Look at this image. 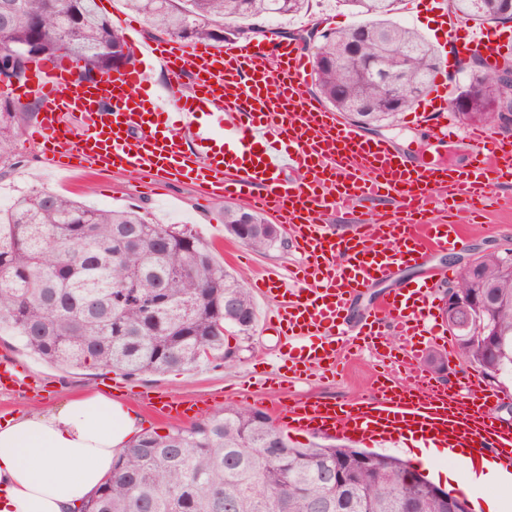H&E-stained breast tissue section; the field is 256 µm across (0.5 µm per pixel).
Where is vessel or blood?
Segmentation results:
<instances>
[{
	"label": "vessel or blood",
	"instance_id": "obj_1",
	"mask_svg": "<svg viewBox=\"0 0 512 512\" xmlns=\"http://www.w3.org/2000/svg\"><path fill=\"white\" fill-rule=\"evenodd\" d=\"M425 7L436 13L446 43L490 58L498 54L486 29L449 17L447 0H427ZM126 37L137 53L135 65L85 82L72 60L44 61L11 94L40 102L31 134L59 169L95 164L163 182L187 179L204 196L242 201L286 224L300 262L288 275H267L256 288L263 298L282 299L265 327L287 337L294 378L316 367L334 371L337 347L358 343L345 326L353 300L392 280L400 268L457 249L494 189L512 181V142L482 126L465 134L471 153L458 168L413 165L390 142L364 137L307 96L310 57L298 43L149 42L133 26ZM154 67L170 75L161 95L145 86ZM437 70L441 81L414 116L444 141L454 134L447 116V54H440ZM205 109L223 115L218 155L210 151V125L200 120ZM69 112L83 116V133L66 123ZM294 168L305 176L291 183L285 175ZM385 199L394 200L393 210L350 225L347 235L322 221L361 201ZM442 206L445 222L433 217ZM434 295L433 283H407L379 296L362 317L364 347L374 350L385 337H399L386 358L393 373L413 375V388L381 383L373 396L346 402H276L289 429L369 441L416 436L438 448L490 456L512 472V426L495 413L497 395L474 377L451 392L418 371L419 338L445 337ZM27 387L10 360L1 359L0 389Z\"/></svg>",
	"mask_w": 512,
	"mask_h": 512
}]
</instances>
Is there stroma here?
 <instances>
[{"instance_id":"stroma-1","label":"stroma","mask_w":512,"mask_h":512,"mask_svg":"<svg viewBox=\"0 0 512 512\" xmlns=\"http://www.w3.org/2000/svg\"><path fill=\"white\" fill-rule=\"evenodd\" d=\"M314 13L280 19L281 30L298 32L310 27L317 19H324L327 27L348 29L356 25L359 14L344 5L343 0H316ZM29 111L26 125L10 144L13 167H0V213L10 208L15 197L34 189L58 192L84 204L101 209H132L159 224H175L187 229L209 243L217 259L224 261L244 283L252 287L255 280L269 269L285 270L299 259L292 243L259 253L224 232V201H204L199 189L189 183H166L151 186L150 190L136 188L126 174L94 169H77L69 173L67 182H60L56 171L48 163L41 144L29 136L40 105L27 100ZM375 138L392 141L409 159L419 163L445 161L464 165L470 151L466 142L454 138L445 142L430 137L427 125L415 124L410 113H403L397 125L375 131ZM495 204L487 207L468 225L463 244L456 250L432 255L427 263L402 269L401 279L422 280L438 269L453 268L462 271L474 255L494 252L512 246V184L498 187ZM236 358L231 364L216 361L193 370H176L165 374L139 373L135 375L104 366L85 368L62 367L26 352L9 331L0 332V354L14 357L21 371L38 381V388L19 394L0 391V420L23 415L33 410H47L86 391H97L122 401L133 411L140 430L166 433L175 425V418L149 411L142 403L143 396H167L196 404L194 421H201L225 406L270 408L281 398L291 399L313 395L337 402L366 393L371 378L381 373L383 366L367 351L354 361L339 362L335 373L316 369L307 379L288 378L287 348L284 337L275 332L254 330L250 336L229 338ZM282 377L281 386L267 388L259 385L258 377Z\"/></svg>"}]
</instances>
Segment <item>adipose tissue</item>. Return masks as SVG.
<instances>
[{
	"instance_id": "1",
	"label": "adipose tissue",
	"mask_w": 512,
	"mask_h": 512,
	"mask_svg": "<svg viewBox=\"0 0 512 512\" xmlns=\"http://www.w3.org/2000/svg\"><path fill=\"white\" fill-rule=\"evenodd\" d=\"M134 413L91 392L0 423V512H73L111 474Z\"/></svg>"
}]
</instances>
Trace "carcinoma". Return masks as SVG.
Returning <instances> with one entry per match:
<instances>
[{
  "label": "carcinoma",
  "instance_id": "1",
  "mask_svg": "<svg viewBox=\"0 0 512 512\" xmlns=\"http://www.w3.org/2000/svg\"><path fill=\"white\" fill-rule=\"evenodd\" d=\"M148 23L183 41L224 40L272 15L296 16L308 0H125ZM366 20L330 29L311 54L321 97L351 124L394 122L412 95L390 100L367 75L383 57L403 69L413 90L430 89L434 48L393 19L398 0H343ZM505 0H451L452 12L479 24L503 19ZM271 34L278 29L267 30ZM121 31L95 0H0V74L26 75L45 58L80 63L91 81L131 63ZM465 125H497L481 85L467 89ZM26 110L0 97V165ZM122 229L133 247L117 243ZM224 230L261 251L278 236L258 212L224 209ZM481 287L454 282L461 308L458 356L484 379H512V262L479 256ZM256 312L250 293L190 231L152 224L139 212L93 209L65 195L34 190L0 218V329L14 331L45 360L63 366L100 364L128 374H163L211 359L233 362L228 336H248ZM414 469L389 455L344 444L298 446L254 408L224 412L189 427L139 435L112 464V474L77 512H448V505L409 479Z\"/></svg>",
  "mask_w": 512,
  "mask_h": 512
}]
</instances>
